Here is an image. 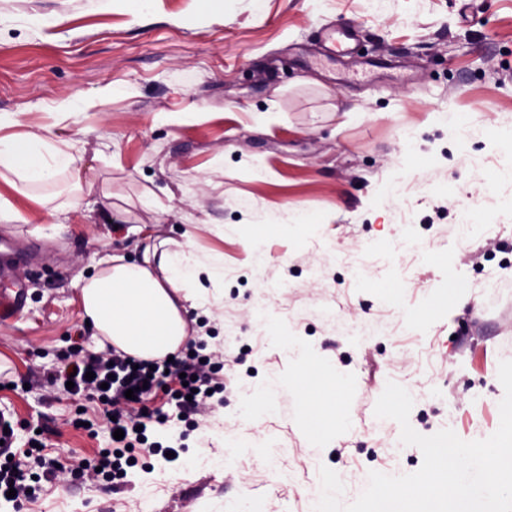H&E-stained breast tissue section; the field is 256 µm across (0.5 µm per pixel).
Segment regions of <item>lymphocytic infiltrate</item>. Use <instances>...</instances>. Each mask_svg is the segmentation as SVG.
<instances>
[{
  "mask_svg": "<svg viewBox=\"0 0 512 512\" xmlns=\"http://www.w3.org/2000/svg\"><path fill=\"white\" fill-rule=\"evenodd\" d=\"M204 342H189L172 361L135 362L134 358L114 352L99 355L73 345L64 357L54 378L72 382L68 395L75 400H90L97 404L101 419L111 429L123 430L122 439L110 440L108 447L98 449L86 463L71 467V474L100 471L109 480H123L129 468L135 467L145 450L146 426L164 423L169 415L163 408L129 416L122 408L128 401L125 393L134 390L133 401L142 404L157 392H165L168 404L181 413L195 410L206 401L209 393H220L224 384L216 376V368L203 358ZM189 375L188 384H181V375ZM39 436H32L25 448H0V498L14 492L16 500L32 497L40 482H54L62 474L55 462L45 460L38 446Z\"/></svg>",
  "mask_w": 512,
  "mask_h": 512,
  "instance_id": "f902f5d3",
  "label": "lymphocytic infiltrate"
}]
</instances>
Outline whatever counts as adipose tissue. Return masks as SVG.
Segmentation results:
<instances>
[{"instance_id": "ef3b65f1", "label": "adipose tissue", "mask_w": 512, "mask_h": 512, "mask_svg": "<svg viewBox=\"0 0 512 512\" xmlns=\"http://www.w3.org/2000/svg\"><path fill=\"white\" fill-rule=\"evenodd\" d=\"M0 168L25 183H43L68 173L73 188L82 183L79 159L36 134L0 138ZM96 275L80 282L86 320L100 346H111L141 360H161L192 340L188 306L211 299L206 283L224 280V257L200 251L193 234L169 240L166 249L146 246L141 260L122 255L101 259Z\"/></svg>"}]
</instances>
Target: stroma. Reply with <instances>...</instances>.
<instances>
[{
  "instance_id": "obj_1",
  "label": "stroma",
  "mask_w": 512,
  "mask_h": 512,
  "mask_svg": "<svg viewBox=\"0 0 512 512\" xmlns=\"http://www.w3.org/2000/svg\"><path fill=\"white\" fill-rule=\"evenodd\" d=\"M359 31L342 57L320 29ZM74 96L78 116L54 108ZM82 157L29 186L0 221V260L27 304L0 323V412L17 446L45 431L70 465L109 442L96 405L51 374L72 337L97 348L79 280L145 236L192 232L224 255V298L194 309L225 390L193 423L150 430L180 449L112 488L85 474L0 512H310L320 466L352 503L372 471L422 465L397 422L375 415L403 386L420 434L465 441L499 426L500 361L512 360V0H0V113ZM181 123H170L175 114ZM479 114L473 130L448 115ZM300 221L265 231L258 213ZM267 255L256 266L249 249ZM369 253L380 267L362 266ZM341 379L291 363L281 331ZM95 420L78 428L76 416Z\"/></svg>"
}]
</instances>
